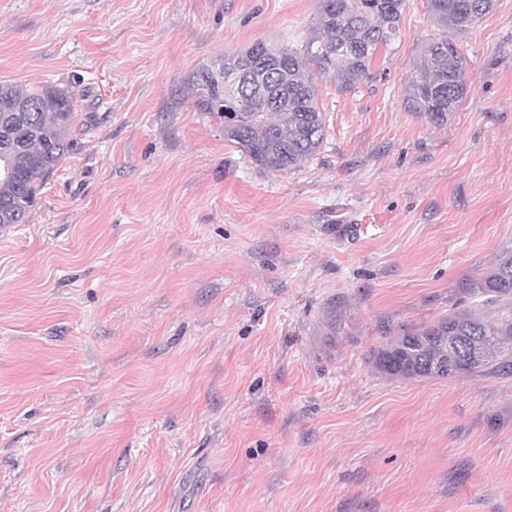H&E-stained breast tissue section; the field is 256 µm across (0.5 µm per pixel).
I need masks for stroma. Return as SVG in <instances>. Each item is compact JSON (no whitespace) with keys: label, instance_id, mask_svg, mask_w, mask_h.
<instances>
[{"label":"stroma","instance_id":"stroma-1","mask_svg":"<svg viewBox=\"0 0 512 512\" xmlns=\"http://www.w3.org/2000/svg\"><path fill=\"white\" fill-rule=\"evenodd\" d=\"M319 0H0V84L74 94L72 148L0 228V512H512V374L390 379L373 352L512 246V0L466 32L437 128L404 84L264 168L187 80L298 48Z\"/></svg>","mask_w":512,"mask_h":512}]
</instances>
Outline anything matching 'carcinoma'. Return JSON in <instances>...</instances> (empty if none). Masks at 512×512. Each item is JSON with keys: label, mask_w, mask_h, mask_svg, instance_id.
I'll list each match as a JSON object with an SVG mask.
<instances>
[{"label": "carcinoma", "mask_w": 512, "mask_h": 512, "mask_svg": "<svg viewBox=\"0 0 512 512\" xmlns=\"http://www.w3.org/2000/svg\"><path fill=\"white\" fill-rule=\"evenodd\" d=\"M430 23L440 33L405 84L409 111L442 127L463 101L467 57L456 36L493 7V0H427ZM405 0H320L310 36L301 47L266 43L200 66L189 81L194 105L224 120V140L259 165L286 172L320 146L325 117L317 80L331 78L348 92L399 37ZM74 95L52 86L0 84V153L14 159V175L0 179V226L24 224L47 179L72 145ZM468 305L453 304L429 324L403 329L374 350L384 376L452 379L483 368L512 373V319L480 314L487 303L512 298V249L505 248L484 274L462 287Z\"/></svg>", "instance_id": "carcinoma-1"}]
</instances>
